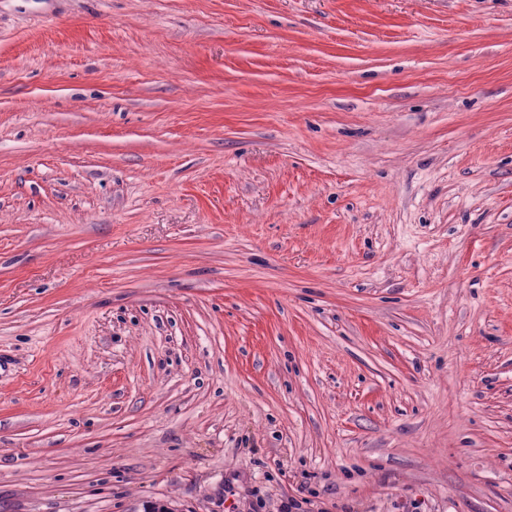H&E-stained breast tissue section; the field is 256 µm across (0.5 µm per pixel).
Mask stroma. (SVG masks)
Instances as JSON below:
<instances>
[{"mask_svg":"<svg viewBox=\"0 0 512 512\" xmlns=\"http://www.w3.org/2000/svg\"><path fill=\"white\" fill-rule=\"evenodd\" d=\"M512 512V0H0V512Z\"/></svg>","mask_w":512,"mask_h":512,"instance_id":"35a3bbf8","label":"stroma"}]
</instances>
